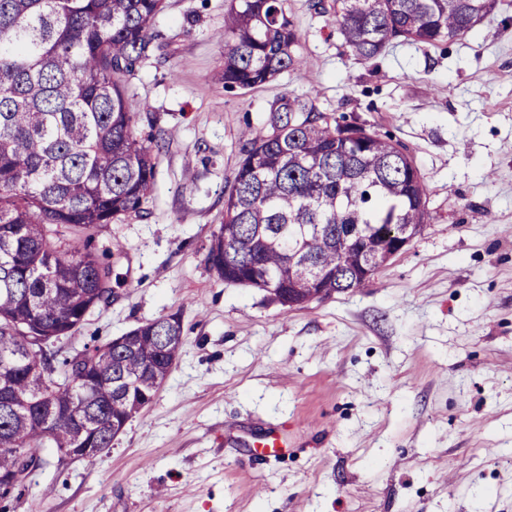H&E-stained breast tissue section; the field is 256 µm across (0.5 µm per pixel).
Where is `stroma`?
I'll use <instances>...</instances> for the list:
<instances>
[{
    "instance_id": "1",
    "label": "stroma",
    "mask_w": 512,
    "mask_h": 512,
    "mask_svg": "<svg viewBox=\"0 0 512 512\" xmlns=\"http://www.w3.org/2000/svg\"><path fill=\"white\" fill-rule=\"evenodd\" d=\"M286 0L303 66L225 89V0H166L125 77L157 167L139 212L96 238L112 302L65 351L161 316L184 345L154 400L94 461L47 466L6 512H512V0L465 38L352 60L332 15ZM408 148L420 235L365 287L286 309L207 262L239 133L282 96ZM274 433L281 454L258 449Z\"/></svg>"
}]
</instances>
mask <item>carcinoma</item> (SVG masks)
I'll return each mask as SVG.
<instances>
[{"mask_svg":"<svg viewBox=\"0 0 512 512\" xmlns=\"http://www.w3.org/2000/svg\"><path fill=\"white\" fill-rule=\"evenodd\" d=\"M285 0H230L228 89H250L301 65ZM496 0H334L351 57L394 39L466 37ZM164 0H0V487L26 448H110L155 394L184 344L181 320L137 325L52 365L19 329L70 338L112 298L110 224L141 209L156 157L138 136L124 77L155 48ZM207 261L226 282L290 308L342 293L386 264L388 226L413 238L431 188L408 149L283 97L270 130L243 133Z\"/></svg>","mask_w":512,"mask_h":512,"instance_id":"carcinoma-1","label":"carcinoma"}]
</instances>
